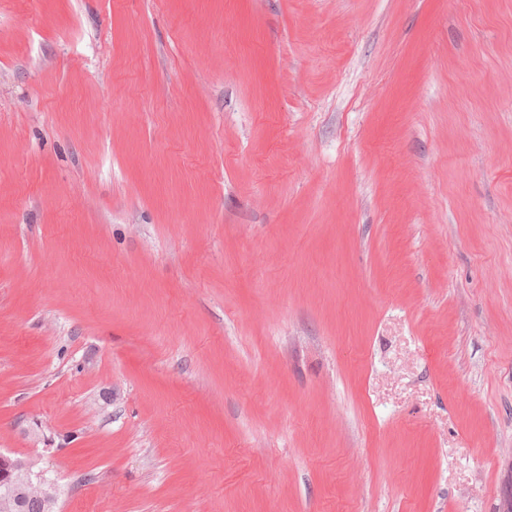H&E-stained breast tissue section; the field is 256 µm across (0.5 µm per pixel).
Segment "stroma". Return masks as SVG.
<instances>
[{"label":"stroma","mask_w":512,"mask_h":512,"mask_svg":"<svg viewBox=\"0 0 512 512\" xmlns=\"http://www.w3.org/2000/svg\"><path fill=\"white\" fill-rule=\"evenodd\" d=\"M0 451L57 512H506L512 0H0Z\"/></svg>","instance_id":"obj_1"}]
</instances>
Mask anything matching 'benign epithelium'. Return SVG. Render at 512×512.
Segmentation results:
<instances>
[{
  "label": "benign epithelium",
  "mask_w": 512,
  "mask_h": 512,
  "mask_svg": "<svg viewBox=\"0 0 512 512\" xmlns=\"http://www.w3.org/2000/svg\"><path fill=\"white\" fill-rule=\"evenodd\" d=\"M36 495L52 509L59 498L56 482L29 460L0 453V512H18L24 499Z\"/></svg>",
  "instance_id": "1"
}]
</instances>
